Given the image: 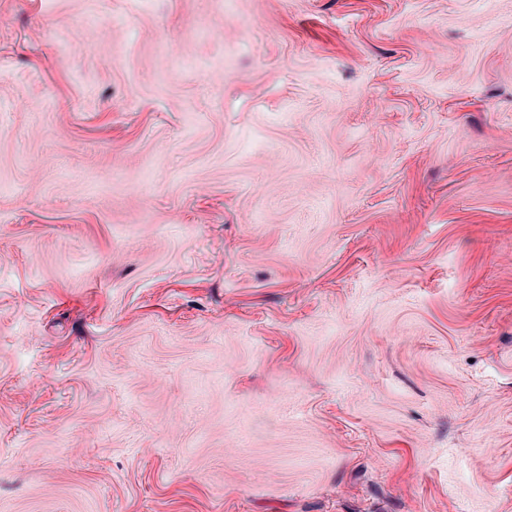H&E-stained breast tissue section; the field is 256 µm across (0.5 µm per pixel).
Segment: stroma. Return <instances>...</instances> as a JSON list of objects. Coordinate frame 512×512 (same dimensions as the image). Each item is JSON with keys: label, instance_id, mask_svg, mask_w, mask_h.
I'll use <instances>...</instances> for the list:
<instances>
[{"label": "stroma", "instance_id": "1", "mask_svg": "<svg viewBox=\"0 0 512 512\" xmlns=\"http://www.w3.org/2000/svg\"><path fill=\"white\" fill-rule=\"evenodd\" d=\"M0 512H512V0H0Z\"/></svg>", "mask_w": 512, "mask_h": 512}]
</instances>
